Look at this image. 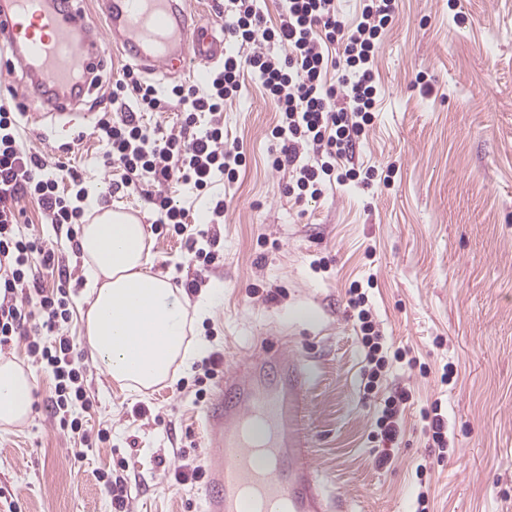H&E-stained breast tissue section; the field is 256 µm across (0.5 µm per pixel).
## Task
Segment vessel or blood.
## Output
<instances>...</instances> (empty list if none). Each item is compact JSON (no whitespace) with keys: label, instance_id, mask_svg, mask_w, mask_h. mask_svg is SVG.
Instances as JSON below:
<instances>
[{"label":"vessel or blood","instance_id":"1","mask_svg":"<svg viewBox=\"0 0 512 512\" xmlns=\"http://www.w3.org/2000/svg\"><path fill=\"white\" fill-rule=\"evenodd\" d=\"M96 29L70 0H0V46L10 82L40 91L56 114L81 98L79 74L97 72L106 51L146 73L194 71L224 58V39L187 0H102ZM307 374L298 346L269 347L226 375L205 411L209 461L205 512H333L318 480L301 419ZM263 426L262 439L253 430ZM264 455L268 469L257 468Z\"/></svg>","mask_w":512,"mask_h":512}]
</instances>
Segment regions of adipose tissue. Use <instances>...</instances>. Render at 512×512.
<instances>
[{
	"mask_svg": "<svg viewBox=\"0 0 512 512\" xmlns=\"http://www.w3.org/2000/svg\"><path fill=\"white\" fill-rule=\"evenodd\" d=\"M91 302L83 318L87 346L106 374L132 391L168 381L208 350L189 341V315L209 314L222 290L187 304L168 277L152 274L147 233L133 215L105 210L80 235ZM36 383L17 363L0 362V424L19 425L30 413Z\"/></svg>",
	"mask_w": 512,
	"mask_h": 512,
	"instance_id": "obj_1",
	"label": "adipose tissue"
}]
</instances>
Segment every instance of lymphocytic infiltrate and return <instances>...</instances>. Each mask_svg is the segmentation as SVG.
Instances as JSON below:
<instances>
[{
  "instance_id": "1",
  "label": "lymphocytic infiltrate",
  "mask_w": 512,
  "mask_h": 512,
  "mask_svg": "<svg viewBox=\"0 0 512 512\" xmlns=\"http://www.w3.org/2000/svg\"><path fill=\"white\" fill-rule=\"evenodd\" d=\"M397 10L398 0H363L360 19L350 26L339 18L336 0H282L280 21L271 25L259 0H224V13L230 18L225 31L234 48L211 72L206 91L176 85L162 95L131 68L112 84L110 96L119 109L101 113L96 125L105 146L104 167L121 170V184L129 192L154 184L150 198L160 223L183 233L186 211L163 186L183 182L203 192L215 177L230 183L237 180L245 157L237 149L225 148L221 114L227 103L240 97V77L249 72L279 115L272 136L280 147L270 155L269 164L278 171L291 170L287 192L295 203L320 198L332 183H372L378 170L353 164V149L373 120L381 92L377 69L381 34ZM273 45L281 47V54L270 53ZM172 107L182 116L181 133L147 129L143 113ZM204 113L210 120L200 130L196 124ZM20 117L11 102L0 101V353L24 343L29 356L54 381L51 409L56 427L85 438L91 434L71 415L73 406L91 403L84 385L87 366L76 342L65 333L70 309L63 283L71 273L60 269L59 286L42 287L35 267L54 263L55 252L46 240L16 232L19 203L30 195L41 203L47 223L75 239L76 226L84 218L85 190L74 172L69 175L70 190H60V162L20 145L16 137ZM305 149L313 152V163L301 162ZM349 293L365 352L363 391L369 395L385 380L391 363L403 361L404 353L390 350L360 286L352 285ZM411 399L409 391L401 390L379 409L373 437L383 449L375 459L377 467L391 464Z\"/></svg>"
}]
</instances>
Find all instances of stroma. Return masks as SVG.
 I'll list each match as a JSON object with an SVG mask.
<instances>
[{
	"label": "stroma",
	"instance_id": "35a3bbf8",
	"mask_svg": "<svg viewBox=\"0 0 512 512\" xmlns=\"http://www.w3.org/2000/svg\"><path fill=\"white\" fill-rule=\"evenodd\" d=\"M377 67L381 95L353 161L393 167L390 185L338 186L302 206L285 192L289 173L267 164L277 114L245 77L222 119L246 166L236 183L211 189L230 201L225 222L211 223L192 185L168 186L191 231L215 242L219 260L204 268L191 262L185 238L157 224L145 194L127 193L119 173L102 168L92 126L78 120L54 135L63 117L42 114L26 88L12 93L40 115L19 129L24 148L81 174L88 201L145 224L152 273L177 288L193 278L220 286L213 314L190 320L187 338L208 341L221 373L269 343H297L311 373L302 426L338 512H415L423 482L427 512H512V0H399ZM20 206L21 235L50 240L73 273L68 333L84 344L81 252L47 224L36 198ZM369 280L382 336L416 361L393 364L378 389L381 400L402 388L412 394L401 444L383 469L373 463L375 411L363 399L364 355L347 305L350 285ZM9 357L33 374L36 390L27 421L0 426V512L12 503L17 512H112L102 476L121 459L132 512H204L202 482L177 476L208 453L207 404L194 388L201 361L139 393L90 364L92 404L72 414L111 438L86 445L54 425L53 383L24 346ZM436 402L448 418V454L421 479L417 466L432 450L420 412Z\"/></svg>",
	"mask_w": 512,
	"mask_h": 512
}]
</instances>
